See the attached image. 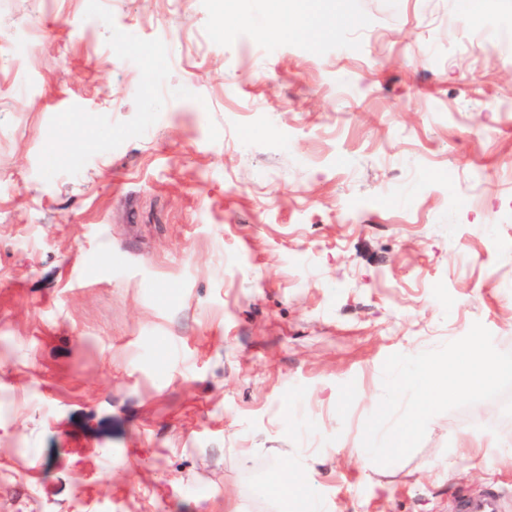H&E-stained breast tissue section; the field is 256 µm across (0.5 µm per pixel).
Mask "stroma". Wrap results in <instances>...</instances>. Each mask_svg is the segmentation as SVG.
Wrapping results in <instances>:
<instances>
[{
    "instance_id": "1",
    "label": "stroma",
    "mask_w": 512,
    "mask_h": 512,
    "mask_svg": "<svg viewBox=\"0 0 512 512\" xmlns=\"http://www.w3.org/2000/svg\"><path fill=\"white\" fill-rule=\"evenodd\" d=\"M476 322L512 351V0H0V512H512L502 401L350 454ZM270 485L278 492L279 496H288V493L289 495L294 494L297 510L320 511L315 501L301 495V489L298 486V478L295 473L285 469H276L271 475Z\"/></svg>"
}]
</instances>
